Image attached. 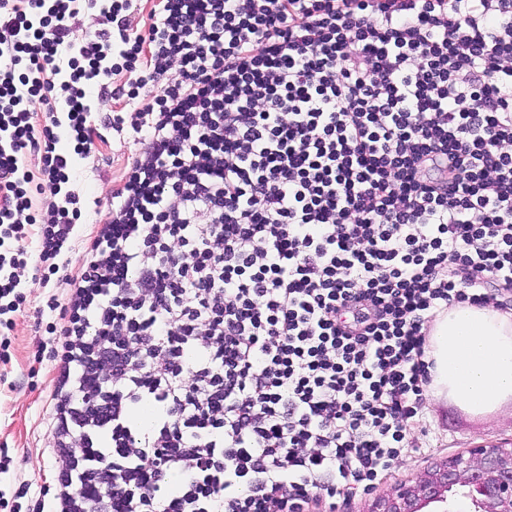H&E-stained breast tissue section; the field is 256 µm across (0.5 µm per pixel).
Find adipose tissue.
<instances>
[{
  "mask_svg": "<svg viewBox=\"0 0 512 512\" xmlns=\"http://www.w3.org/2000/svg\"><path fill=\"white\" fill-rule=\"evenodd\" d=\"M427 356L435 398L473 416L512 401V314L467 304L437 312Z\"/></svg>",
  "mask_w": 512,
  "mask_h": 512,
  "instance_id": "ef3b65f1",
  "label": "adipose tissue"
}]
</instances>
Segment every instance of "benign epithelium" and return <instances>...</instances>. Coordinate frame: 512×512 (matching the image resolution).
Returning a JSON list of instances; mask_svg holds the SVG:
<instances>
[{"instance_id":"7a95c632","label":"benign epithelium","mask_w":512,"mask_h":512,"mask_svg":"<svg viewBox=\"0 0 512 512\" xmlns=\"http://www.w3.org/2000/svg\"><path fill=\"white\" fill-rule=\"evenodd\" d=\"M471 499L474 512H512V451L479 445L432 467L411 484L401 483L382 496L373 512H448L458 491Z\"/></svg>"}]
</instances>
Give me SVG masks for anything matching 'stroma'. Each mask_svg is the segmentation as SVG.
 <instances>
[{
  "instance_id": "stroma-1",
  "label": "stroma",
  "mask_w": 512,
  "mask_h": 512,
  "mask_svg": "<svg viewBox=\"0 0 512 512\" xmlns=\"http://www.w3.org/2000/svg\"><path fill=\"white\" fill-rule=\"evenodd\" d=\"M136 152L131 128L104 131L95 139L87 158H75L73 190L82 204V236L96 221L110 215L109 197L119 184L126 165ZM26 282L25 308L15 319L10 335L11 360L0 363V448L12 459L9 486L0 500V512H28L25 488L53 490L54 466L45 451L47 439L42 422L51 412V361L44 343L48 323L58 312L47 306L54 286ZM512 444V403L498 412L473 417L459 407L426 401L420 425L413 436V451L374 489L357 488L339 501V512H368L374 499L394 485L412 482L427 470L478 445Z\"/></svg>"
}]
</instances>
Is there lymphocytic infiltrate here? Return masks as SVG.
Here are the masks:
<instances>
[{"mask_svg":"<svg viewBox=\"0 0 512 512\" xmlns=\"http://www.w3.org/2000/svg\"><path fill=\"white\" fill-rule=\"evenodd\" d=\"M129 7L0 0L1 362L30 250L45 286L76 236L91 94L149 97L107 120L137 153L47 301L29 512H336L408 451L435 313L512 302V0ZM132 6L127 12L130 27L134 30H144L151 22V11L158 0H131Z\"/></svg>","mask_w":512,"mask_h":512,"instance_id":"lymphocytic-infiltrate-1","label":"lymphocytic infiltrate"}]
</instances>
